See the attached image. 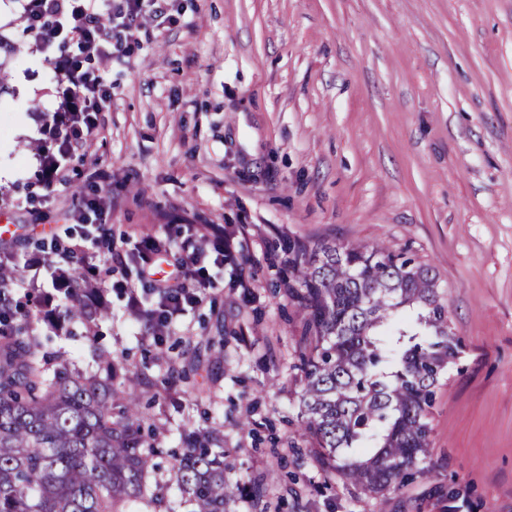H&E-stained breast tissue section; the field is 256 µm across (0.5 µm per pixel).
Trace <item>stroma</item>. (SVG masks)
Segmentation results:
<instances>
[{
	"label": "stroma",
	"mask_w": 512,
	"mask_h": 512,
	"mask_svg": "<svg viewBox=\"0 0 512 512\" xmlns=\"http://www.w3.org/2000/svg\"><path fill=\"white\" fill-rule=\"evenodd\" d=\"M147 17L131 56L96 68L112 106L69 167L75 191L39 183V131L59 104L56 78L25 30L20 0H0V225L47 208L55 223L6 243L67 239L100 251L63 210L108 174L112 246L181 224H234L248 246L240 273L206 261L201 303L171 328L179 405L143 403L178 431L224 427V464L263 481L265 512H512V0H173ZM36 126L16 133L19 114ZM307 240L384 242L435 274L461 352L436 388L425 475L372 496L323 486L298 432L301 386L290 365L302 320L278 293L266 253L279 232ZM121 273L102 274L111 302L99 341L151 365L152 342L126 306ZM224 339L214 382L183 370L187 342Z\"/></svg>",
	"instance_id": "stroma-1"
}]
</instances>
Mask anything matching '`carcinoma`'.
I'll list each match as a JSON object with an SVG mask.
<instances>
[{
	"label": "carcinoma",
	"mask_w": 512,
	"mask_h": 512,
	"mask_svg": "<svg viewBox=\"0 0 512 512\" xmlns=\"http://www.w3.org/2000/svg\"><path fill=\"white\" fill-rule=\"evenodd\" d=\"M266 263L303 319L291 368L303 377L301 435L324 478L377 495L425 474L434 388L460 350L435 275L380 243L286 233ZM18 272L14 251L0 248V295ZM51 275L54 292L32 288L0 313V512H159L169 484L186 512H229L243 486L224 474L220 426L182 432L167 482H149L160 450L140 406L155 384L97 341L108 305L95 268ZM32 309L59 336L83 325L92 367L47 352ZM134 316L153 340L152 363H167L158 305ZM223 342L187 345L185 366Z\"/></svg>",
	"instance_id": "cac0c4a2"
}]
</instances>
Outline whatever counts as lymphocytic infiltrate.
<instances>
[{
	"label": "lymphocytic infiltrate",
	"mask_w": 512,
	"mask_h": 512,
	"mask_svg": "<svg viewBox=\"0 0 512 512\" xmlns=\"http://www.w3.org/2000/svg\"><path fill=\"white\" fill-rule=\"evenodd\" d=\"M148 12L165 16L168 0H23L27 28L45 62L53 66L61 100L41 129L47 144L44 172L52 191H67L66 163L74 148L97 130L99 116L112 100L111 85L90 70V62L111 51L124 53L133 28ZM154 265V255H146L140 277L150 292L171 296L165 315L171 324L197 302L198 289L207 285L206 270L184 264L173 282L162 283L153 277Z\"/></svg>",
	"instance_id": "obj_1"
}]
</instances>
